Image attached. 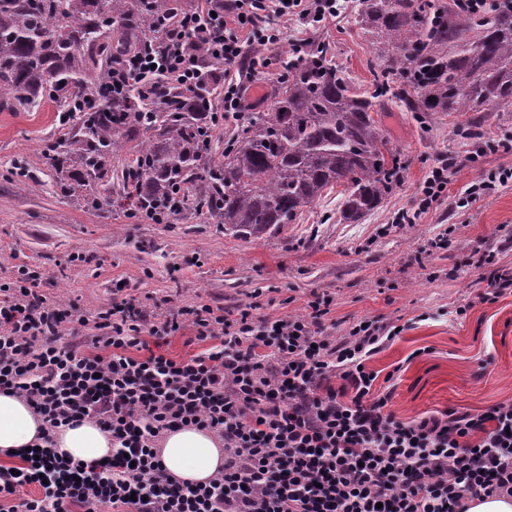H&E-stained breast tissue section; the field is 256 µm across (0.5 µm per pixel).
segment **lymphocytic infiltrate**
Segmentation results:
<instances>
[{"label": "lymphocytic infiltrate", "instance_id": "f902f5d3", "mask_svg": "<svg viewBox=\"0 0 512 512\" xmlns=\"http://www.w3.org/2000/svg\"><path fill=\"white\" fill-rule=\"evenodd\" d=\"M335 13L336 0H197L162 49L127 53L112 84L149 99L166 82L214 84L220 121L268 72L262 48L283 39L275 19ZM42 281L22 265L0 283V391L45 426L39 452L0 465V512H467V499L512 497V402L399 420L367 366L393 325L331 336L318 297L308 314L277 319L206 303L158 317L132 299L88 316L50 300ZM185 328L204 348L173 357L168 340ZM84 420L111 433L106 462L55 453L57 429ZM189 425L224 445L204 483L173 478L158 453Z\"/></svg>", "mask_w": 512, "mask_h": 512}]
</instances>
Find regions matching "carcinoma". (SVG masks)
<instances>
[{
	"instance_id": "carcinoma-1",
	"label": "carcinoma",
	"mask_w": 512,
	"mask_h": 512,
	"mask_svg": "<svg viewBox=\"0 0 512 512\" xmlns=\"http://www.w3.org/2000/svg\"><path fill=\"white\" fill-rule=\"evenodd\" d=\"M187 0H0V108L28 112L50 94L75 109L52 155L60 192L88 211L112 205V157L132 156L121 200L171 218L190 204L256 241L296 222L336 186L340 221L378 209L401 182L397 152L371 116L391 96L410 112H483L512 104V0L478 11L445 0H360L376 41L374 90L357 94L325 46L288 60L274 101L252 114L216 161L209 87L158 103L114 96L129 47L164 44L154 21Z\"/></svg>"
}]
</instances>
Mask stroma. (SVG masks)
I'll use <instances>...</instances> for the list:
<instances>
[{
  "mask_svg": "<svg viewBox=\"0 0 512 512\" xmlns=\"http://www.w3.org/2000/svg\"><path fill=\"white\" fill-rule=\"evenodd\" d=\"M353 0L319 26L280 19L283 43L324 42L359 91L377 64L374 39L356 19ZM62 109L44 99L30 112L0 110V282L18 265L39 267L44 294L95 314L134 298L157 313L207 303L229 310L255 302L271 318L303 315L313 296L328 303L333 336L364 318L402 331L368 362L374 387L391 392L389 409L411 422L448 410L479 413L512 402V292L476 299L475 247L494 268L512 273V182L467 207L458 198L478 177L512 167V106L469 112H410L386 100L372 117L403 165L399 186L358 224L338 221L339 191L324 194L296 223L264 239L227 236L195 209L168 224L130 219L121 211L83 210L60 194L46 147L66 138ZM451 164L440 200L416 223L414 210L429 171ZM446 248H432L436 238Z\"/></svg>",
  "mask_w": 512,
  "mask_h": 512,
  "instance_id": "1",
  "label": "stroma"
}]
</instances>
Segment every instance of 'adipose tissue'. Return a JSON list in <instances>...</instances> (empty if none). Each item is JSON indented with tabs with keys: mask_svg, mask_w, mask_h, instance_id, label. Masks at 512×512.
<instances>
[{
	"mask_svg": "<svg viewBox=\"0 0 512 512\" xmlns=\"http://www.w3.org/2000/svg\"><path fill=\"white\" fill-rule=\"evenodd\" d=\"M42 421L24 398L0 393V457L35 444ZM55 448L72 458L93 461L112 453V436L91 421L65 427L54 436ZM167 473L188 482H203L224 464L222 442L211 432L184 427L165 434L159 448Z\"/></svg>",
	"mask_w": 512,
	"mask_h": 512,
	"instance_id": "obj_1",
	"label": "adipose tissue"
}]
</instances>
